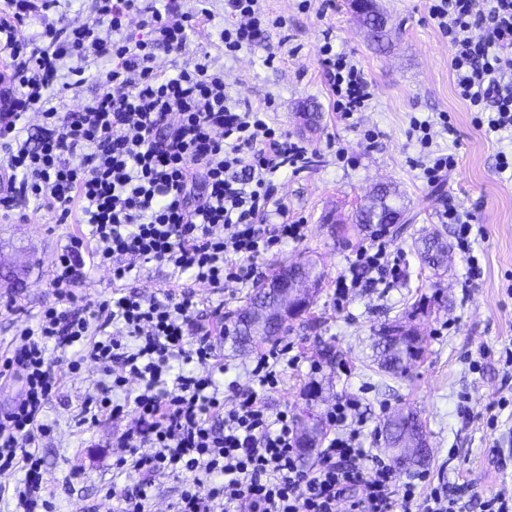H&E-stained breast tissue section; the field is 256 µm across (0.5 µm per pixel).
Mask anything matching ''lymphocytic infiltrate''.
Returning a JSON list of instances; mask_svg holds the SVG:
<instances>
[{
	"mask_svg": "<svg viewBox=\"0 0 512 512\" xmlns=\"http://www.w3.org/2000/svg\"><path fill=\"white\" fill-rule=\"evenodd\" d=\"M139 0H98L96 23L48 27L50 47L37 50L16 29L34 0H6L0 19V48L12 68L0 106V152L11 173L0 209L17 198L55 210L60 223L80 211L88 235L70 236L52 265L55 299L0 359V380L20 379L21 399L0 413V471L22 466L23 487L15 512L48 507L39 458L30 447L52 431L43 412L60 379L47 356L49 342L79 346L71 362L106 365L121 360L124 371L82 409L83 422L126 412L134 430L114 439L123 448L112 467L129 478L118 496V512H147L155 479L180 477L183 489L173 512H411L423 498V512H459L446 483L428 485L426 473L399 481L388 459L363 447L358 403L337 400L326 414L329 430L313 467L298 464L296 423L287 412L270 414L264 392L279 382L287 355L274 346L256 360L251 387L238 390L225 407L214 377L215 345L210 328L194 325L189 312L199 286L258 282L255 265L271 248L302 240L301 224L263 228L270 215L274 179L282 168L303 170L306 146L269 126L266 113L240 105L223 73L208 55L193 68L164 76L155 68L156 49L182 51L188 33L210 17L155 10L144 38L122 37L125 21L139 12ZM233 17L222 29L224 52L235 55L257 45L263 19L258 0H224ZM428 12L451 47L456 93L484 113L486 134L512 133V0H428ZM482 37H474V30ZM105 57L111 69L95 98L77 112L61 114L48 100L58 63L66 57ZM319 62L331 81L342 117L363 111L372 98L364 71L331 42ZM40 111L39 137L29 133V112ZM389 228L372 229L356 251L339 287L358 286L364 270L388 272ZM190 273L192 283L163 297L113 292L95 308L77 307L75 290L88 268L107 269L125 280L146 264ZM137 380L136 395L127 385ZM223 417L215 428L213 417ZM207 495H200V486ZM361 496H352L354 487Z\"/></svg>",
	"mask_w": 512,
	"mask_h": 512,
	"instance_id": "f902f5d3",
	"label": "lymphocytic infiltrate"
}]
</instances>
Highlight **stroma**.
<instances>
[{"instance_id":"35a3bbf8","label":"stroma","mask_w":512,"mask_h":512,"mask_svg":"<svg viewBox=\"0 0 512 512\" xmlns=\"http://www.w3.org/2000/svg\"><path fill=\"white\" fill-rule=\"evenodd\" d=\"M298 4L259 0L263 13L283 23L267 27L258 47L232 58L220 38L224 0H209L210 18L197 24L182 53L156 52L158 71L168 75L192 67L198 52H208L233 97L267 110L274 126L314 152L303 171H284L276 182L289 221L306 224L305 238L257 260L268 278L280 265L300 260L315 262L322 275L311 309L290 321L281 338L301 361L284 367L279 386L265 400L271 412L288 410L296 422L311 418L323 430L325 413L336 400L358 399L364 447L388 458L393 452L382 436L384 422L401 411L417 413L429 452L421 466L398 469L399 479L427 472L431 481H445L455 491L461 512H479L481 497H512V366L501 357L512 348V175L496 169L498 152L512 148V141L484 135L474 112L458 98L448 40L430 18L426 0H376L387 20L379 43L351 11L349 0H313L306 11ZM96 6V0H69L34 12L22 32L44 46L46 27L89 22L97 16ZM328 37L363 68L373 87L369 107L350 121L334 111L329 80L318 61ZM271 52L276 58L269 64L265 58ZM109 68L100 59H65L59 81L76 69L84 70L88 81L54 96L52 107L63 113L80 109L96 96ZM443 112L453 133L442 128ZM415 118L430 122L434 148L457 153V166L441 186H428L422 178L427 158L411 128ZM368 130L376 133L371 145L364 138ZM382 184L396 191L404 206L405 217L392 225L389 236L404 274L391 284L363 278L361 287L337 302L336 280L367 238L352 215ZM450 207L474 215L482 230L474 244L482 269L478 279H467L465 256L454 245L456 227L442 219ZM84 230L81 224L59 223L54 211L30 199H17L15 211L0 216V352L53 302L55 254L68 234ZM433 232L449 245L445 265L437 268L423 265L418 254L422 237ZM190 281L189 274H175L172 266L150 263L132 272L123 287L158 296ZM255 291V285L234 282L198 287L191 316L195 323H212L217 314L244 307ZM390 323L410 325L423 339V357L401 376L380 370L375 362L374 334ZM215 345L216 362L223 367L215 378L225 388L229 407L236 389L249 384L252 360L269 343L234 352L219 336ZM326 349L334 359L323 357ZM48 354L61 385L45 412L53 432L37 454L53 512H113L112 491L126 480L112 476L118 454L112 438L133 427L134 417L82 424L78 414L98 397V383L107 372L121 373L122 366L114 362L105 369L88 361L74 373L69 369L72 349L52 348ZM313 361L319 362V372H310ZM501 400L508 406L497 422H490L491 407Z\"/></svg>"}]
</instances>
